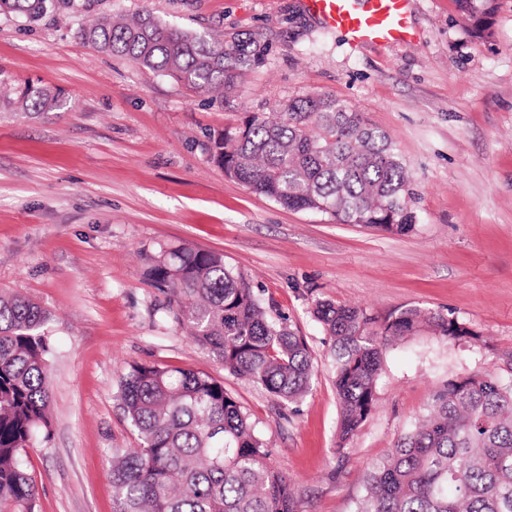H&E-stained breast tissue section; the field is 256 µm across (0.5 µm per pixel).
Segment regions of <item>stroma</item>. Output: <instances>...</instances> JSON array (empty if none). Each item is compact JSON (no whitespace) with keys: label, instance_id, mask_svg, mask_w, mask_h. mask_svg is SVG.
Here are the masks:
<instances>
[{"label":"stroma","instance_id":"35a3bbf8","mask_svg":"<svg viewBox=\"0 0 512 512\" xmlns=\"http://www.w3.org/2000/svg\"><path fill=\"white\" fill-rule=\"evenodd\" d=\"M142 12L265 51L215 98L75 36L80 22ZM410 19L412 41L354 47L301 0H55L35 20L0 11V70L62 102L20 116L0 101V293L51 314L49 433L27 451L38 512H112L109 461L136 445L116 401L134 363L223 382L301 512H353L368 467L446 380L512 378V0H496L483 29L455 0H411ZM318 95L390 134L412 176L413 231L285 209L205 150L210 132ZM178 246L222 253L304 336L315 378L298 404L231 375L179 326L146 275ZM320 300L380 315L431 308L477 337L423 331L389 346L375 406L341 458Z\"/></svg>","mask_w":512,"mask_h":512}]
</instances>
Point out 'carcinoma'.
Masks as SVG:
<instances>
[{"mask_svg": "<svg viewBox=\"0 0 512 512\" xmlns=\"http://www.w3.org/2000/svg\"><path fill=\"white\" fill-rule=\"evenodd\" d=\"M49 0H0L30 18ZM483 24L494 0H456ZM81 40L167 73L192 91L224 94L258 50L162 24L150 13L106 17L77 28ZM13 103L27 113L58 107L50 90L25 85ZM224 174L289 210L328 214L388 233L414 230L410 179L391 137L348 103L328 96L253 113L209 136ZM147 275L170 293L178 323L224 370L283 403L310 391L312 357L303 336L265 303L224 255L180 247ZM334 338L340 415L336 454L374 407L384 353L425 329L448 340L477 338L456 316L408 306L384 316L316 303ZM49 313L21 296H0V512H37L23 459L49 427ZM119 407L137 446L112 454L113 512H300L288 478L268 462L266 443L224 384L189 368L134 363ZM355 512H512V380L474 373L446 381L427 411L369 467Z\"/></svg>", "mask_w": 512, "mask_h": 512, "instance_id": "1", "label": "carcinoma"}]
</instances>
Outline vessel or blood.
I'll return each instance as SVG.
<instances>
[{"label": "vessel or blood", "mask_w": 512, "mask_h": 512, "mask_svg": "<svg viewBox=\"0 0 512 512\" xmlns=\"http://www.w3.org/2000/svg\"><path fill=\"white\" fill-rule=\"evenodd\" d=\"M409 0H302L324 28L355 45L387 44L410 37Z\"/></svg>", "instance_id": "obj_1"}]
</instances>
